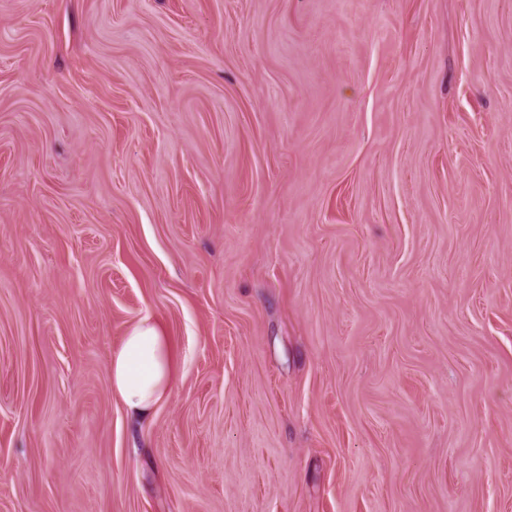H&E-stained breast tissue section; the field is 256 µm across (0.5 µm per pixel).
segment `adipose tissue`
I'll list each match as a JSON object with an SVG mask.
<instances>
[{
  "label": "adipose tissue",
  "mask_w": 512,
  "mask_h": 512,
  "mask_svg": "<svg viewBox=\"0 0 512 512\" xmlns=\"http://www.w3.org/2000/svg\"><path fill=\"white\" fill-rule=\"evenodd\" d=\"M170 342L144 318L131 326L110 365L111 387L131 417H146L169 393L174 379Z\"/></svg>",
  "instance_id": "ef3b65f1"
}]
</instances>
